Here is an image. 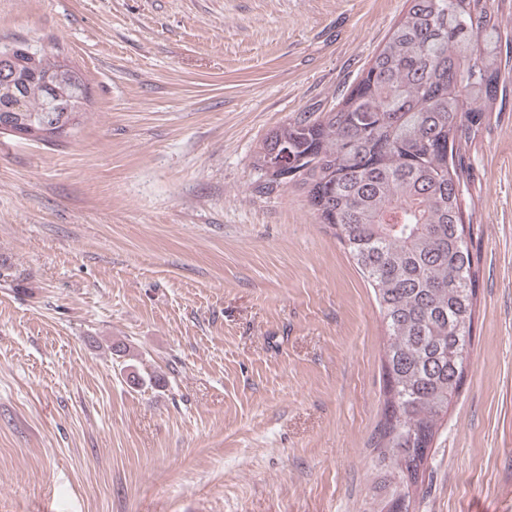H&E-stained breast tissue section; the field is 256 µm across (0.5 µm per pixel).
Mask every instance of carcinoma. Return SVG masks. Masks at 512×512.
Returning <instances> with one entry per match:
<instances>
[{
  "instance_id": "obj_1",
  "label": "carcinoma",
  "mask_w": 512,
  "mask_h": 512,
  "mask_svg": "<svg viewBox=\"0 0 512 512\" xmlns=\"http://www.w3.org/2000/svg\"><path fill=\"white\" fill-rule=\"evenodd\" d=\"M383 46L337 108L273 131L256 153L254 191L307 188L320 223L373 289L385 326L384 411L372 445L403 487L418 483L470 350L474 260L469 147L499 97L502 48L512 41L496 0H406ZM0 79V124L27 139L65 143L88 95L83 74L24 47ZM21 111L9 110L14 95ZM288 152L289 177L267 178L268 156Z\"/></svg>"
}]
</instances>
